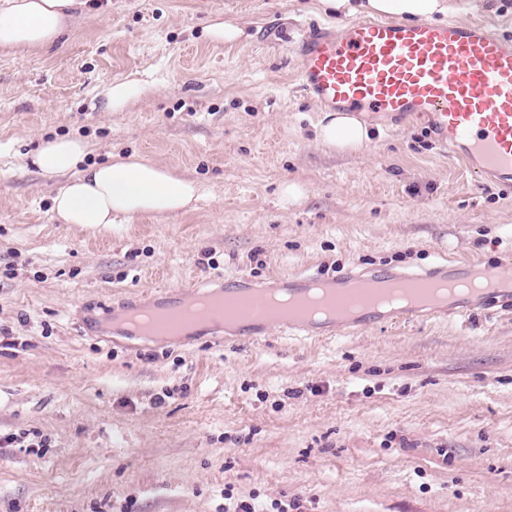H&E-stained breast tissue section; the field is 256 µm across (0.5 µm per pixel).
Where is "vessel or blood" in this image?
<instances>
[{
  "label": "vessel or blood",
  "mask_w": 512,
  "mask_h": 512,
  "mask_svg": "<svg viewBox=\"0 0 512 512\" xmlns=\"http://www.w3.org/2000/svg\"><path fill=\"white\" fill-rule=\"evenodd\" d=\"M293 50L300 85L314 101L331 109L359 108L375 121L428 120L438 143L454 148L475 174L512 182V42L494 24L363 19L339 34L312 28ZM318 280L316 274L297 272L270 277L261 286L248 278L220 286L219 323L232 335L265 336L277 324L269 314L268 293L299 299ZM461 281L474 282V289L443 303L431 301L434 288ZM377 284L422 296L421 305L399 311L402 319L465 317L512 305V276L500 267L445 257L430 269L364 270L327 281L328 301L341 310L339 319L313 321L298 313L277 325L308 338L361 333L381 321L383 312L367 306L350 315L346 309L363 287ZM203 292L192 285L156 298L153 306L162 319L155 335H196L197 326L184 318L183 309Z\"/></svg>",
  "instance_id": "obj_1"
}]
</instances>
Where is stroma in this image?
Returning <instances> with one entry per match:
<instances>
[{
	"instance_id": "obj_1",
	"label": "stroma",
	"mask_w": 512,
	"mask_h": 512,
	"mask_svg": "<svg viewBox=\"0 0 512 512\" xmlns=\"http://www.w3.org/2000/svg\"><path fill=\"white\" fill-rule=\"evenodd\" d=\"M314 0H112L58 46L0 51V512H512V310L351 337L126 336L145 287L342 276L469 257L512 275V186L425 122L321 147L290 46L343 30ZM245 28L210 42L208 16ZM136 77L124 112L112 83ZM76 135L197 178L193 211L56 223L64 177L23 163ZM306 194L282 208L277 188ZM44 447H35V440Z\"/></svg>"
}]
</instances>
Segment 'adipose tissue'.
I'll use <instances>...</instances> for the list:
<instances>
[{"label":"adipose tissue","mask_w":512,"mask_h":512,"mask_svg":"<svg viewBox=\"0 0 512 512\" xmlns=\"http://www.w3.org/2000/svg\"><path fill=\"white\" fill-rule=\"evenodd\" d=\"M102 0H0V50L36 52L55 47L74 30L84 13ZM492 0H318L322 12L340 17H397L423 20L438 14L462 16L489 8ZM316 139L339 153L355 152L371 142L369 126L354 113H324ZM87 142L77 136L42 140L31 155L46 177L67 175L52 199L60 224H113L143 217H172L192 210L201 183L174 168L139 155H112L87 163Z\"/></svg>","instance_id":"adipose-tissue-1"}]
</instances>
